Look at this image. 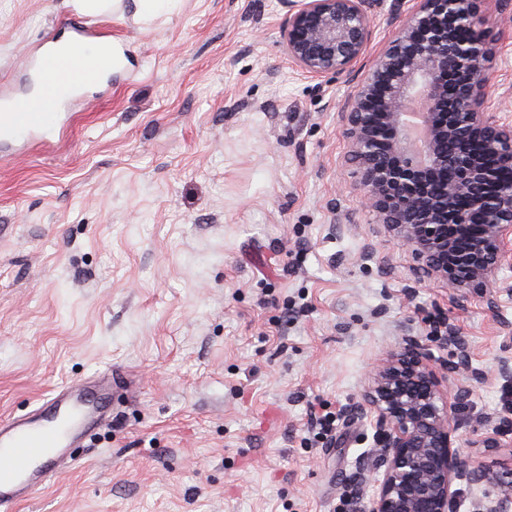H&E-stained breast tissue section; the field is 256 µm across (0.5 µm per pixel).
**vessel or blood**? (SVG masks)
I'll return each instance as SVG.
<instances>
[{
  "mask_svg": "<svg viewBox=\"0 0 512 512\" xmlns=\"http://www.w3.org/2000/svg\"><path fill=\"white\" fill-rule=\"evenodd\" d=\"M95 63L61 73L53 83L54 94L69 86L98 92ZM60 113L39 111L33 101L14 100L0 113V141L26 140L61 127ZM109 401L103 389L84 381L65 382L44 397L29 415L0 419V505L17 504L35 493L62 461L70 459L89 432L103 424Z\"/></svg>",
  "mask_w": 512,
  "mask_h": 512,
  "instance_id": "obj_1",
  "label": "vessel or blood"
}]
</instances>
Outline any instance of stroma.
<instances>
[{
  "mask_svg": "<svg viewBox=\"0 0 512 512\" xmlns=\"http://www.w3.org/2000/svg\"><path fill=\"white\" fill-rule=\"evenodd\" d=\"M412 0H372L348 74L311 77L285 50L279 0H0V93L27 94L29 51L73 17L124 51L112 90L79 98L50 145L0 150V418L66 380L125 377L100 439L0 512H369L375 362L433 347L442 390L470 386L463 457L512 432V243L490 288L427 279L362 205L342 114ZM488 100L512 125V17L483 7Z\"/></svg>",
  "mask_w": 512,
  "mask_h": 512,
  "instance_id": "obj_1",
  "label": "stroma"
}]
</instances>
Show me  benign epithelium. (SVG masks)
<instances>
[{
  "label": "benign epithelium",
  "instance_id": "7a95c632",
  "mask_svg": "<svg viewBox=\"0 0 512 512\" xmlns=\"http://www.w3.org/2000/svg\"><path fill=\"white\" fill-rule=\"evenodd\" d=\"M393 38L350 95L347 139L367 210L395 231L421 262L425 278L481 291L494 278L512 235V185L490 194V172L470 151L512 165V126L487 105L486 63L493 48L482 35L459 37L480 20L482 0H414ZM289 59L311 76L344 74L371 37L370 0H280ZM384 137V151L375 149ZM483 223L470 222L471 213ZM434 356L416 336L371 372L364 401L377 413L375 486L370 512H451L459 485L483 488L477 512H512V482L466 461L452 434L470 390L444 400ZM474 447L511 448L501 431Z\"/></svg>",
  "mask_w": 512,
  "mask_h": 512
}]
</instances>
